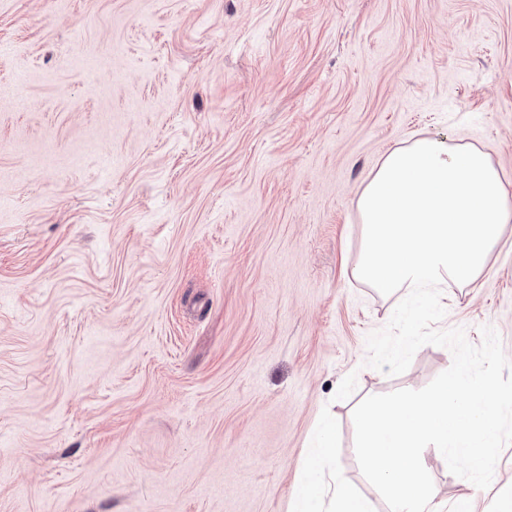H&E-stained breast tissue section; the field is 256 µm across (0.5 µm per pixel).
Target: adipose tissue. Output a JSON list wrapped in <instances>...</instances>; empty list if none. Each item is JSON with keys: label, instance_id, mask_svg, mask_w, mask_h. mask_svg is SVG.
Returning a JSON list of instances; mask_svg holds the SVG:
<instances>
[{"label": "adipose tissue", "instance_id": "adipose-tissue-1", "mask_svg": "<svg viewBox=\"0 0 512 512\" xmlns=\"http://www.w3.org/2000/svg\"><path fill=\"white\" fill-rule=\"evenodd\" d=\"M362 250L356 277L385 291L468 284L512 223V180L480 148L421 136L384 155L357 202ZM333 452L322 424L301 464L292 512H374L370 499L331 489Z\"/></svg>", "mask_w": 512, "mask_h": 512}]
</instances>
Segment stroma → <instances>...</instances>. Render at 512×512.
Segmentation results:
<instances>
[{
    "label": "stroma",
    "mask_w": 512,
    "mask_h": 512,
    "mask_svg": "<svg viewBox=\"0 0 512 512\" xmlns=\"http://www.w3.org/2000/svg\"><path fill=\"white\" fill-rule=\"evenodd\" d=\"M462 137L512 177V0H0V512H290L322 416L334 465L391 376L402 292L355 278L389 150ZM439 329L512 360V223ZM425 463L436 499L491 486Z\"/></svg>",
    "instance_id": "stroma-1"
}]
</instances>
